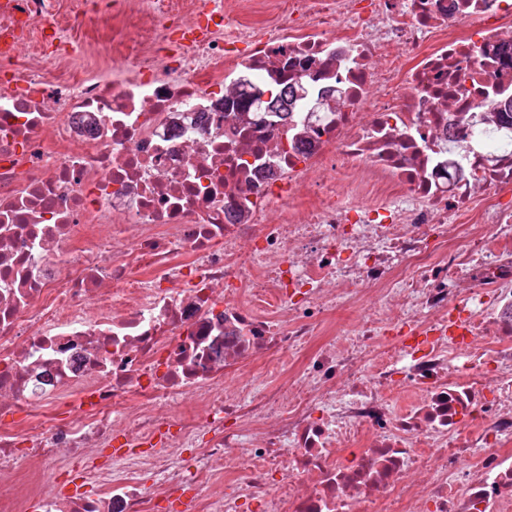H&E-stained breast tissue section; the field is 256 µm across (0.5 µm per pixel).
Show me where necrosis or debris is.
Wrapping results in <instances>:
<instances>
[{"label":"necrosis or debris","mask_w":512,"mask_h":512,"mask_svg":"<svg viewBox=\"0 0 512 512\" xmlns=\"http://www.w3.org/2000/svg\"><path fill=\"white\" fill-rule=\"evenodd\" d=\"M249 6L0 0V512H512V0ZM254 8L251 12L242 16L241 21L245 24L270 23L273 21L282 0H251ZM108 39L107 29L96 24L86 25L83 28L75 26L68 29L64 38L66 55L79 64L84 72H92L97 55H100L99 44L104 45Z\"/></svg>","instance_id":"necrosis-or-debris-1"}]
</instances>
